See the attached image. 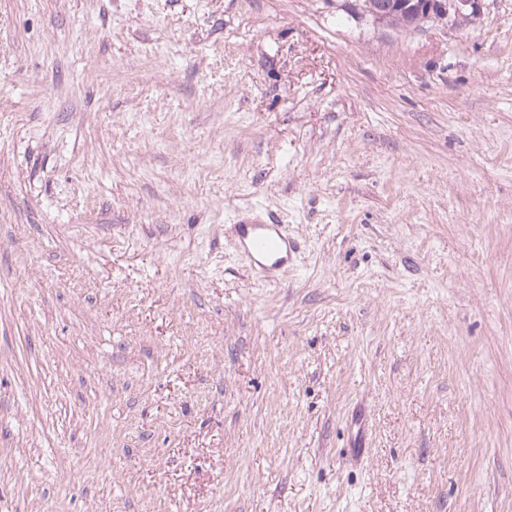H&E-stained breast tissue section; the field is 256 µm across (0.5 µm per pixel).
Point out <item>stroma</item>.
I'll return each instance as SVG.
<instances>
[{
  "label": "stroma",
  "mask_w": 512,
  "mask_h": 512,
  "mask_svg": "<svg viewBox=\"0 0 512 512\" xmlns=\"http://www.w3.org/2000/svg\"><path fill=\"white\" fill-rule=\"evenodd\" d=\"M0 512H512V0H0ZM371 2L378 9H385L386 6H393L392 10H395V6L400 5L391 18L386 12H378L369 4L368 6H364L363 11L379 22H385L390 18L388 22L391 24L416 27L420 22L426 19L423 14H419L418 9L413 8V5L421 3L419 0H372ZM437 1V2H434ZM425 3L428 20L446 21L451 26L458 24L460 19L470 23L480 11L481 0H434ZM234 242L251 269L265 274L288 268L295 249L284 224L257 219L234 224Z\"/></svg>",
  "instance_id": "35a3bbf8"
}]
</instances>
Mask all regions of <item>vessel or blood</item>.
<instances>
[{"instance_id":"obj_1","label":"vessel or blood","mask_w":512,"mask_h":512,"mask_svg":"<svg viewBox=\"0 0 512 512\" xmlns=\"http://www.w3.org/2000/svg\"><path fill=\"white\" fill-rule=\"evenodd\" d=\"M234 242L251 269L265 274L286 269L294 251L284 225L257 219L235 225Z\"/></svg>"}]
</instances>
